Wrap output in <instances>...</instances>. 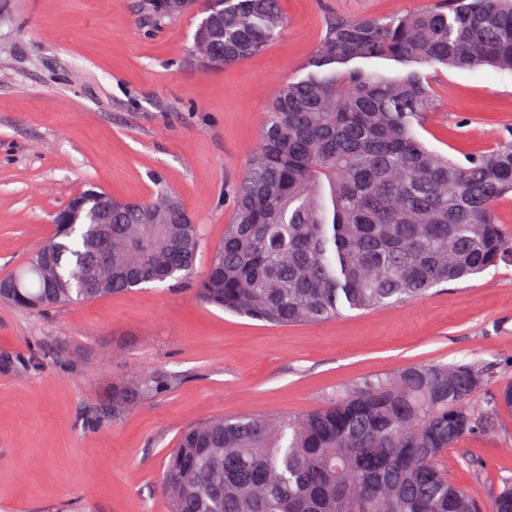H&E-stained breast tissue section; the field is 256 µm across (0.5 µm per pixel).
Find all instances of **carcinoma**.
Masks as SVG:
<instances>
[{
    "label": "carcinoma",
    "instance_id": "1",
    "mask_svg": "<svg viewBox=\"0 0 512 512\" xmlns=\"http://www.w3.org/2000/svg\"><path fill=\"white\" fill-rule=\"evenodd\" d=\"M159 19L179 15L146 0ZM285 27L278 0H215L193 36L203 70L264 51ZM358 59L512 71V0H438L382 18L331 15L308 74L277 91L260 143L229 193L232 218L208 268L194 278L199 226L166 191L112 204V280L92 282L97 202L55 225L58 287L32 248L0 299L40 310L195 279L197 298L286 327L420 299L512 258L494 221L512 192V140L462 164L430 148L414 125L433 109L416 71H346ZM491 378L477 362L420 364L368 376L294 416L211 418L187 427L165 464L169 512H480L448 481L442 454L512 411V382L483 407ZM163 376L112 389V415L171 387ZM491 512H512V478Z\"/></svg>",
    "mask_w": 512,
    "mask_h": 512
}]
</instances>
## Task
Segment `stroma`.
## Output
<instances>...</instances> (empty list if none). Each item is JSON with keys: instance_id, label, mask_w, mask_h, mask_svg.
Listing matches in <instances>:
<instances>
[{"instance_id": "35a3bbf8", "label": "stroma", "mask_w": 512, "mask_h": 512, "mask_svg": "<svg viewBox=\"0 0 512 512\" xmlns=\"http://www.w3.org/2000/svg\"><path fill=\"white\" fill-rule=\"evenodd\" d=\"M422 0H280L283 35L202 72L193 15L154 20L143 0H0V277L53 233L86 184L179 197L202 235L204 273L231 217L269 101L305 65L335 12L405 13ZM435 106L419 137L458 161L512 138V72L422 67ZM477 361L512 380V263L426 298L288 327L201 302L168 282L39 313L0 301V512H168L160 485L181 430L220 415H289L336 387L417 363ZM161 374L165 391L112 414V389ZM489 507L512 478V412L443 457Z\"/></svg>"}]
</instances>
